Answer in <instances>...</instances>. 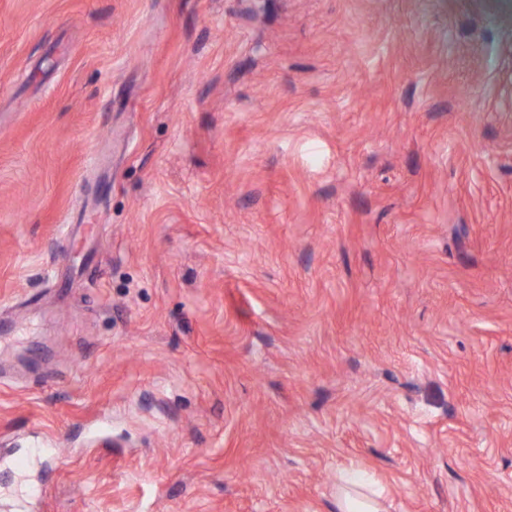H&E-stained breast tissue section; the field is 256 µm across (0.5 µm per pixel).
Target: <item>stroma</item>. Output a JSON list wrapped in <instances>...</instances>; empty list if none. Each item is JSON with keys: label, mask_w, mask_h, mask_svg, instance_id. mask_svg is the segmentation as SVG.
Returning <instances> with one entry per match:
<instances>
[{"label": "stroma", "mask_w": 512, "mask_h": 512, "mask_svg": "<svg viewBox=\"0 0 512 512\" xmlns=\"http://www.w3.org/2000/svg\"><path fill=\"white\" fill-rule=\"evenodd\" d=\"M0 323L8 512H512V0H0ZM336 488V512H382L381 503L376 496L357 493L358 488L366 487L371 478L357 468L345 469L339 474Z\"/></svg>", "instance_id": "stroma-1"}]
</instances>
